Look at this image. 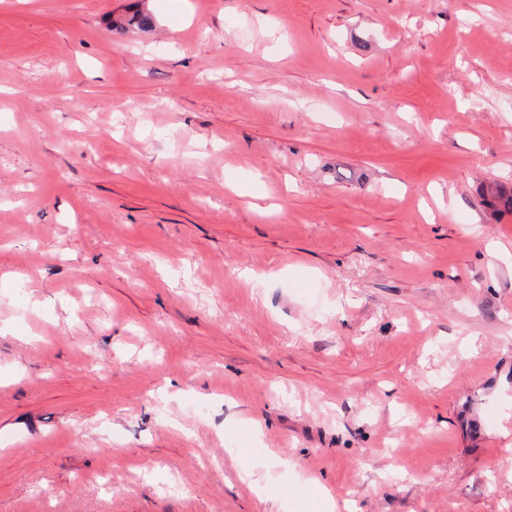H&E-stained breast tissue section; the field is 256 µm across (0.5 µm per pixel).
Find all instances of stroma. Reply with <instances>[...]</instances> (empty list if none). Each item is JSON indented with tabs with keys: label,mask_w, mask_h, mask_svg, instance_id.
<instances>
[{
	"label": "stroma",
	"mask_w": 512,
	"mask_h": 512,
	"mask_svg": "<svg viewBox=\"0 0 512 512\" xmlns=\"http://www.w3.org/2000/svg\"><path fill=\"white\" fill-rule=\"evenodd\" d=\"M492 182L512 0H0V512H512Z\"/></svg>",
	"instance_id": "1"
}]
</instances>
